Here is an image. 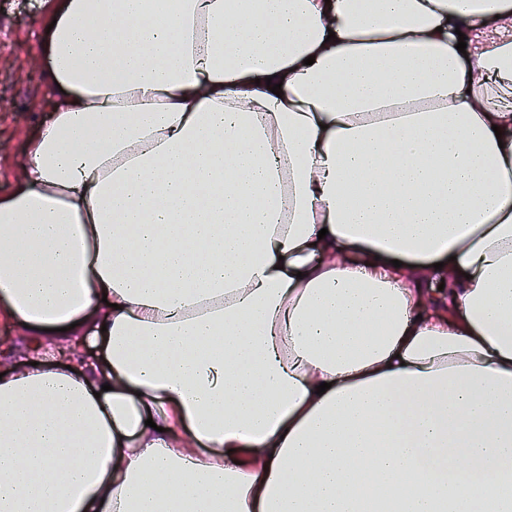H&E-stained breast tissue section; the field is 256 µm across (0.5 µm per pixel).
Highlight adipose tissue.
<instances>
[{"label": "adipose tissue", "mask_w": 512, "mask_h": 512, "mask_svg": "<svg viewBox=\"0 0 512 512\" xmlns=\"http://www.w3.org/2000/svg\"><path fill=\"white\" fill-rule=\"evenodd\" d=\"M48 2L0 512H512V0Z\"/></svg>", "instance_id": "1"}]
</instances>
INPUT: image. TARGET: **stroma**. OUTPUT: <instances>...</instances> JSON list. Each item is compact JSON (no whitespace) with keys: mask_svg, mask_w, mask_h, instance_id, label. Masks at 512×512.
Returning a JSON list of instances; mask_svg holds the SVG:
<instances>
[{"mask_svg":"<svg viewBox=\"0 0 512 512\" xmlns=\"http://www.w3.org/2000/svg\"><path fill=\"white\" fill-rule=\"evenodd\" d=\"M41 0H0V198L22 184V163L56 98L44 59ZM29 332L0 321V367H15L32 355Z\"/></svg>","mask_w":512,"mask_h":512,"instance_id":"35a3bbf8","label":"stroma"}]
</instances>
